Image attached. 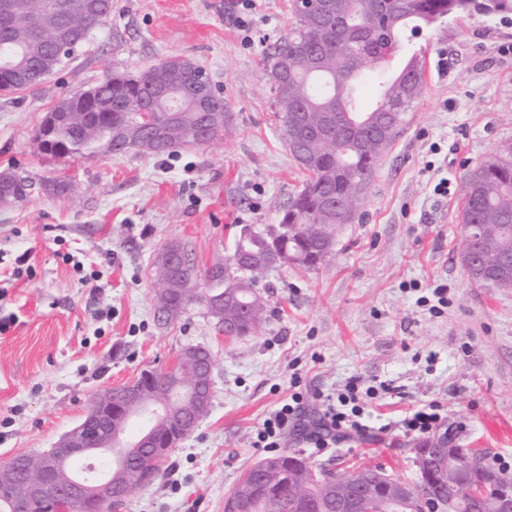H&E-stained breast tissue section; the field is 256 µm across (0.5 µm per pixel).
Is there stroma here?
<instances>
[{
  "instance_id": "stroma-1",
  "label": "stroma",
  "mask_w": 512,
  "mask_h": 512,
  "mask_svg": "<svg viewBox=\"0 0 512 512\" xmlns=\"http://www.w3.org/2000/svg\"><path fill=\"white\" fill-rule=\"evenodd\" d=\"M235 0H113L112 18L40 85L0 94V171L34 185L0 206V464L54 446L95 398L142 370L173 366L202 345L213 360L208 415L169 448L158 477L117 512H224L244 472L266 457L253 445L294 389L328 395L347 381L396 387L379 395L381 422L442 402V430L512 463V288L467 274L461 250L464 178L512 148V21L447 17L409 42L424 89L369 178L363 217L344 225L330 258L288 264L259 290L269 316L253 335L225 336L207 308L158 317L154 255L168 242L198 270L228 255L242 224L279 221L306 176L282 135L265 52L292 26L293 0H254L250 41ZM182 56L201 63L224 97L229 123L213 143L149 157L55 156L36 135L63 91L104 74ZM57 178L72 190L55 195ZM447 181V193L436 192ZM28 272L10 273L19 257ZM446 286L448 305L420 302ZM320 411L304 407L283 446L333 469L364 464L416 480L420 439L373 430L324 451L305 439Z\"/></svg>"
}]
</instances>
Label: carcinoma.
I'll use <instances>...</instances> for the list:
<instances>
[{
	"label": "carcinoma",
	"mask_w": 512,
	"mask_h": 512,
	"mask_svg": "<svg viewBox=\"0 0 512 512\" xmlns=\"http://www.w3.org/2000/svg\"><path fill=\"white\" fill-rule=\"evenodd\" d=\"M51 0H0V56L19 50L25 66L9 72V81L0 91H18L44 81L49 66L65 64L86 42L95 28L112 18V0H63L76 15L81 33L71 40L68 51L55 55L44 39L52 14L45 12ZM337 8L365 29L367 40L350 49L336 32V23H312L307 14L293 6L295 25L282 35L266 53L275 103L286 136L288 149L308 174L302 189L282 209L278 226L262 229L263 237L252 234L255 225L238 229L233 250H251V260L239 264L235 255L216 263L200 275L192 254L185 253V268L173 269L163 254L154 261L157 283L185 290L187 302L212 301L222 306L218 324L227 336L254 334L267 318V301L257 284L267 272L286 258L300 266L315 267L333 252L336 232L357 218L358 208L344 203L362 192L364 184L386 148L404 124L423 89L420 59L412 60L400 72L413 76L417 83L386 85L383 97L367 114L378 113L381 124L354 123L347 117L343 100L357 56L390 55L406 34H414L448 15L473 11L487 15H512V0H335ZM302 45L323 49L318 67L309 64L299 52ZM288 62V81L281 79L280 67ZM194 69L158 62L142 70L105 75L88 89L62 96L45 116L39 131L40 147L54 152L60 148L67 156L123 155L131 150L145 156L169 154L197 144V129L203 121L199 112L198 87ZM167 85L173 89L169 99H153L152 89ZM213 131L220 134L229 121L224 97L208 102ZM168 133L153 143L152 150L140 149L146 122ZM463 224L481 226L480 252L486 263L468 269L469 276L495 288H512V269L494 274L491 269L506 255L512 259V154L490 156L467 174L464 180ZM208 288H195L198 277ZM157 310L173 317L185 310L176 296L156 291ZM212 360L200 346L183 350L175 365L165 372H143L142 391L153 403L170 402L173 377H193ZM156 441L147 448H136L133 464L118 474L121 484L130 488L149 484L160 470L163 449L179 440L181 431L161 417L154 427ZM460 465L471 475L475 490L491 500L502 490L499 483L485 482L490 473L473 454L460 458ZM31 466L19 468L10 462L0 465V478L25 488ZM382 469L364 467L356 471H336L326 466L315 468L294 452L283 451L262 458L248 469L228 496L224 509L240 500L250 512H298L296 497L309 499V512H337L336 479L342 489L362 488L367 496L365 512H395L379 493L370 490ZM433 505L418 490L404 512H431Z\"/></svg>",
	"instance_id": "cac0c4a2"
}]
</instances>
